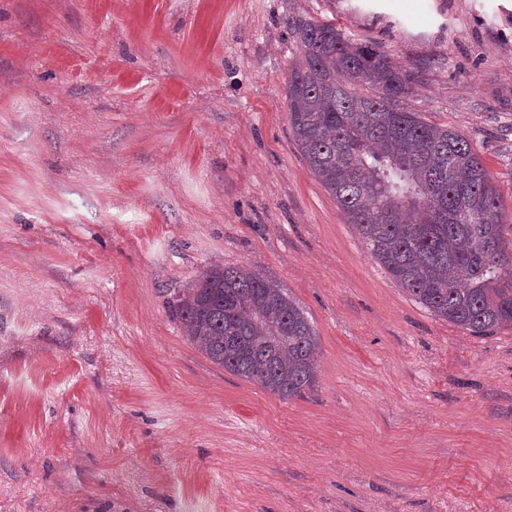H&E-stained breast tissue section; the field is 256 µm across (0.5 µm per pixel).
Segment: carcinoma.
I'll return each instance as SVG.
<instances>
[{
  "instance_id": "carcinoma-1",
  "label": "carcinoma",
  "mask_w": 512,
  "mask_h": 512,
  "mask_svg": "<svg viewBox=\"0 0 512 512\" xmlns=\"http://www.w3.org/2000/svg\"><path fill=\"white\" fill-rule=\"evenodd\" d=\"M290 129L310 171L371 256L415 302L473 334L512 325V241L501 198L469 141L405 100L385 51L332 23L288 19ZM187 340L281 399L317 383L319 339L279 284L245 266L202 271L172 302Z\"/></svg>"
}]
</instances>
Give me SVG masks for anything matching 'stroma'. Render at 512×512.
I'll list each match as a JSON object with an SVG mask.
<instances>
[{
	"mask_svg": "<svg viewBox=\"0 0 512 512\" xmlns=\"http://www.w3.org/2000/svg\"><path fill=\"white\" fill-rule=\"evenodd\" d=\"M0 0V512H512V326L476 335L370 255L289 127V17L413 79L512 224L503 0ZM247 266L318 383L274 396L171 301Z\"/></svg>",
	"mask_w": 512,
	"mask_h": 512,
	"instance_id": "1",
	"label": "stroma"
}]
</instances>
